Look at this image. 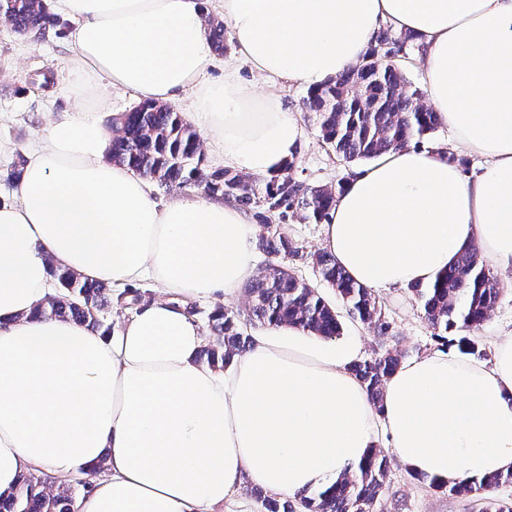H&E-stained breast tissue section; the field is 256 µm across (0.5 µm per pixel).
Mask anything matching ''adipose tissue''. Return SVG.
Wrapping results in <instances>:
<instances>
[{
    "label": "adipose tissue",
    "mask_w": 512,
    "mask_h": 512,
    "mask_svg": "<svg viewBox=\"0 0 512 512\" xmlns=\"http://www.w3.org/2000/svg\"><path fill=\"white\" fill-rule=\"evenodd\" d=\"M218 4L262 79L316 87L361 60L380 23L420 37L427 95L460 151L407 147L355 170L324 226L326 249L374 290L432 283L479 246L512 274V0H53L75 60L62 113L26 155L18 199L0 205V493L25 472L101 465L76 512H209L242 483L323 491L357 469L383 426L414 474L453 485L512 469V336L486 365L452 351L404 362L375 411L349 370L357 341L269 327L226 370L203 365L199 322L144 303L103 336L35 316L52 268L119 289L152 279L183 301L230 294L255 272L248 212L219 199L158 204L108 157L85 104L90 80L176 103L210 152L251 175L295 151V117L236 70L207 76Z\"/></svg>",
    "instance_id": "adipose-tissue-1"
}]
</instances>
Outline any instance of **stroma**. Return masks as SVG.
<instances>
[{
    "instance_id": "stroma-1",
    "label": "stroma",
    "mask_w": 512,
    "mask_h": 512,
    "mask_svg": "<svg viewBox=\"0 0 512 512\" xmlns=\"http://www.w3.org/2000/svg\"><path fill=\"white\" fill-rule=\"evenodd\" d=\"M234 66L243 79L254 81L259 93L277 95L285 108L294 114L300 129L296 146V176L310 185H333L347 179L352 170L321 140L311 113L305 112L302 101L306 86L280 84L270 86L255 81L249 65L237 58L234 49L216 56L208 70L212 79L224 76L225 66ZM52 69L57 86L49 91L31 85L27 77L39 69ZM70 54L64 38L40 42L14 34L0 25V143L8 146L0 155V201L15 198L16 187L6 180L7 171L16 153L26 152L53 118L73 107L71 99L62 94L70 74ZM501 295L489 319L472 332V339L486 352L493 354L496 341L512 335V275L500 276ZM384 313L393 326L389 336L342 316L343 337L358 340L360 356L367 359L391 348L405 353L406 359L438 351L440 345L431 335L422 318L418 301L408 289L380 292ZM376 512H482V504L472 497L453 496L434 490L428 482L412 477L398 459H391L388 485L376 504Z\"/></svg>"
}]
</instances>
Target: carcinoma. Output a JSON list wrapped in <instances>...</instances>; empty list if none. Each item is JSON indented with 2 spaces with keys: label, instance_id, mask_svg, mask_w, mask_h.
<instances>
[{
  "label": "carcinoma",
  "instance_id": "carcinoma-1",
  "mask_svg": "<svg viewBox=\"0 0 512 512\" xmlns=\"http://www.w3.org/2000/svg\"><path fill=\"white\" fill-rule=\"evenodd\" d=\"M0 22L14 33L37 41L61 35L49 0H0ZM206 25L214 50L224 51V23L209 18ZM394 49L418 53L422 46L416 34L395 32L385 25L377 31L359 65L309 89L303 97L322 141L348 162L375 159L414 141L419 143L440 123L437 113L421 103L420 92L406 89L397 66L375 59ZM110 123L112 161L162 185L196 187L211 198L235 203L251 214L259 228L257 251L267 256L282 254L296 264L312 262L336 297L333 304L296 271L271 266L247 285L244 313L226 311L218 305L209 314L210 334L200 350V360L222 369L235 356L247 352L253 344L247 333L249 324L293 326L323 339H335L342 334L338 304L377 335H392V324L375 291L351 279L334 256L326 252L306 254L288 229L295 219L315 224L329 220L344 182L335 186L304 184L295 177V156L270 176L250 177L229 169L210 171L204 165L199 134L167 104L141 102L113 115ZM51 275L56 292L36 314L73 319L103 336L112 334L108 314L113 307L141 300L136 292L118 293L72 271L54 269ZM409 291L419 301L434 338L445 346L457 343L465 354L485 356L464 332L488 320L500 287L482 264L477 248L462 252L433 283L413 284ZM401 362V353L387 350L350 366L378 411L383 406L384 385ZM95 473L94 469L75 478L73 487L63 491L54 489L53 477L47 473H23L12 492L0 495V512H74L75 494L93 490L90 477ZM387 478V457L383 450L374 448L356 470L344 473L325 491L292 500L257 489L254 496L265 512H374ZM505 482L512 483V471L453 486L435 481L431 485L451 495L484 500L482 512H512V501L501 503L493 498L494 491Z\"/></svg>",
  "mask_w": 512,
  "mask_h": 512
}]
</instances>
